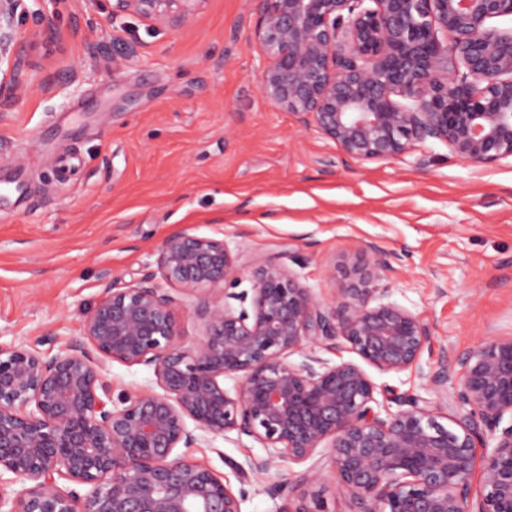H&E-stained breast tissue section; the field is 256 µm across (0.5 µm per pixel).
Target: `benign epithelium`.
<instances>
[{
  "label": "benign epithelium",
  "mask_w": 512,
  "mask_h": 512,
  "mask_svg": "<svg viewBox=\"0 0 512 512\" xmlns=\"http://www.w3.org/2000/svg\"><path fill=\"white\" fill-rule=\"evenodd\" d=\"M202 2L113 0L112 13L177 27ZM256 2L261 93L349 158L393 159L434 140L466 162L512 159V27L490 25L512 18V0ZM27 10L0 0V64L19 88L25 61L10 48ZM390 271L375 244L355 250L328 271L342 281L328 304L279 254L244 271L222 239L168 236L156 271L105 285L66 351L0 344V512H243L226 476L175 453L199 431L267 448L229 467L260 476L272 498L320 479L315 465L286 478L276 460L304 462L322 446L349 512H512V336L435 349L423 317L385 300ZM244 274L251 291L230 290ZM175 286L197 293L203 334L190 346L174 343ZM314 347H347L383 373L415 369L431 397L380 387ZM107 361L153 367L160 391L112 397Z\"/></svg>",
  "instance_id": "1"
}]
</instances>
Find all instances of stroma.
<instances>
[{
	"mask_svg": "<svg viewBox=\"0 0 512 512\" xmlns=\"http://www.w3.org/2000/svg\"><path fill=\"white\" fill-rule=\"evenodd\" d=\"M55 30L20 17L16 41L37 65L28 89L0 70V343L54 355L79 340L105 282L155 270L168 236L225 240L238 265L291 255L289 268L334 302L328 266L368 243L392 254L390 300L462 352L512 336V160L464 162L443 144L354 160L258 87L266 63L255 0H203L172 29L112 0H44ZM429 157L426 167L417 159ZM113 392L155 389L152 367L106 363ZM227 473L264 458L229 433L185 449ZM318 484L270 498L248 475L243 512H348L326 450Z\"/></svg>",
	"mask_w": 512,
	"mask_h": 512,
	"instance_id": "1",
	"label": "stroma"
}]
</instances>
